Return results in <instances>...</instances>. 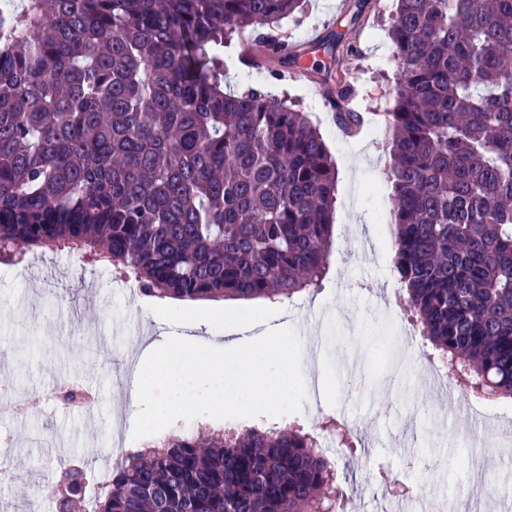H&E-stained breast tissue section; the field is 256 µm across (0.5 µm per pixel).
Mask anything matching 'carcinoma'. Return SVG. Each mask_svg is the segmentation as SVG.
I'll list each match as a JSON object with an SVG mask.
<instances>
[{
	"instance_id": "obj_1",
	"label": "carcinoma",
	"mask_w": 512,
	"mask_h": 512,
	"mask_svg": "<svg viewBox=\"0 0 512 512\" xmlns=\"http://www.w3.org/2000/svg\"><path fill=\"white\" fill-rule=\"evenodd\" d=\"M302 0H21L0 13V258L69 248L145 295L290 300L329 270L337 171L307 113L224 92V40ZM383 121L393 264L447 369L512 398V0H397ZM337 78L355 46L332 43ZM336 121L357 132L358 112ZM93 512H334L333 461L301 429L174 433L116 451ZM87 474L56 465L55 512Z\"/></svg>"
}]
</instances>
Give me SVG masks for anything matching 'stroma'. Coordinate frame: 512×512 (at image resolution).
Returning <instances> with one entry per match:
<instances>
[{
	"label": "stroma",
	"instance_id": "stroma-1",
	"mask_svg": "<svg viewBox=\"0 0 512 512\" xmlns=\"http://www.w3.org/2000/svg\"><path fill=\"white\" fill-rule=\"evenodd\" d=\"M368 20L354 40L356 55L347 75L349 98L367 122L356 135L335 124L320 86L330 65L327 53L306 54L305 74L272 78L245 73L239 65L243 44L260 47L255 35L224 47V87L237 92L260 87L289 98L307 113L322 133L338 169L330 269L317 291L271 303L262 299L224 303V317L198 332L202 344L258 338L259 324L292 327L300 340L316 339L315 358L320 397L303 410L279 418L233 420L244 432L288 424L312 431L354 424V449L339 469L338 487L345 512H380L381 488L370 472L394 470L415 486L441 497L467 502L466 489L483 461L478 448H461L448 438V413L467 408L472 394H447L445 388L421 383L416 363L429 362L434 351L419 324H409L411 340L395 339L389 317L405 323L409 311L393 268V202L386 185L388 138L380 113L390 111L398 66L387 34L395 0H368ZM355 0H304L295 16L284 19L280 34L289 40H327L348 33ZM346 315L361 339L352 349L362 374L358 393L347 392L349 374L334 345L336 320ZM176 314L160 300L120 287L109 266L89 264L78 254L26 250L19 265L0 263V385L14 389L15 402L0 401V512H43L54 503L40 494L55 463L70 458L87 463L92 475L85 492L93 502L99 472L111 469L116 445L140 450L148 437L133 438L138 402L133 379L121 360L130 352L163 341L176 329ZM407 323V322H406ZM83 385L96 396L87 411H65L43 401L19 414L16 401L49 389L54 381ZM423 430L421 443H407L404 428Z\"/></svg>",
	"mask_w": 512,
	"mask_h": 512
}]
</instances>
